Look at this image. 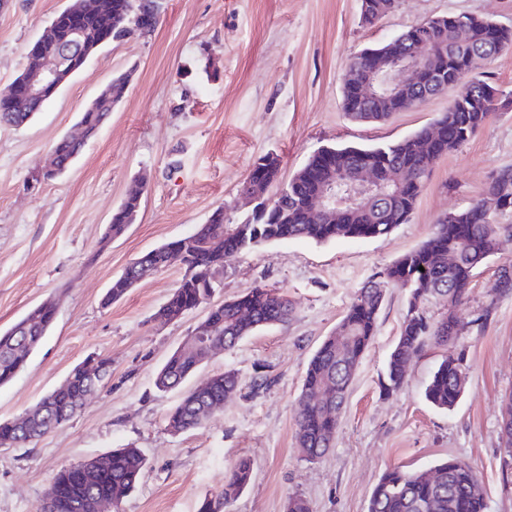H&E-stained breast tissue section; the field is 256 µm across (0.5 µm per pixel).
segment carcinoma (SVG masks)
<instances>
[{
    "instance_id": "cac0c4a2",
    "label": "carcinoma",
    "mask_w": 512,
    "mask_h": 512,
    "mask_svg": "<svg viewBox=\"0 0 512 512\" xmlns=\"http://www.w3.org/2000/svg\"><path fill=\"white\" fill-rule=\"evenodd\" d=\"M399 0H360L361 19L370 24L393 12ZM68 8L88 29L85 49L95 53L119 43L126 36L124 26L137 19L156 27L158 0H71ZM119 16L118 26L101 30L98 18ZM424 37L445 48L448 90L456 102L433 122L403 139L377 146H326L315 151L297 173L282 184L280 160L267 152L254 160L250 175L261 178L264 191L275 190L269 211L250 212L234 222L227 209L217 207L206 223L187 237L170 240L142 255L112 280L102 299L106 307L123 298L143 278L146 269H161L178 263L177 255L195 268L192 277L182 276L165 303L154 314L164 323L210 299L216 285L212 268L224 265L236 254L261 245L290 239L317 243L337 237L373 238L389 234L396 226L408 223L433 164L471 139L497 110L493 97L500 90L481 69L505 49H512V25L492 23V19L473 13L437 14L425 26H412L378 48H366L351 58L343 85L348 94L360 99V107L347 116L356 122L381 123L392 117L394 105L386 98L380 82L365 90L370 55L377 50L402 56ZM126 95L125 85L115 83L91 110L80 113L77 138H61L52 148L51 160L60 172L67 171L80 154L85 141L95 135L112 108ZM39 111L33 103L25 111L13 105L6 90H0V124L21 126ZM334 165L345 171L347 181L359 177L367 167L398 168L407 184L403 188L381 185L373 196L356 206L338 211L321 222L303 215L304 203L312 184L303 178L306 170ZM145 187L136 184L113 211L106 237L124 234L137 216ZM502 203L512 212V166L502 167L489 176L482 196L470 206L440 216L434 231L419 247L412 249L384 270L373 274L359 289L332 334L326 337L308 362L299 396L296 437L307 457L324 456L336 433L346 393L364 352L372 343L379 312L388 289L404 288L409 294L400 336L389 355L383 390L398 392L406 382L407 365L429 340L446 345L458 340L456 324L464 317V305L475 271L494 256L503 236H512V224L488 223L484 219L491 202ZM437 295L448 296V310L433 321L426 304ZM56 314V302L46 299L29 310L10 327L0 330V386L9 384L29 361L31 354L49 334ZM293 315L288 297L274 289L256 287L245 294L212 306L206 325L214 340L229 349L255 330L285 324ZM207 360L200 352L176 349L155 376V387L168 392L180 387ZM466 381L463 357L440 362L427 383L424 395L434 407L453 410L460 401ZM101 383L94 382L91 370L79 364L65 381L27 411L23 424L0 422V441L31 443L67 424ZM240 390L233 371L211 377L183 393L167 415V427L183 433L200 427L210 413L224 406V400ZM505 439L503 465L512 471V399L502 421ZM147 460L137 448L116 449L100 458L80 463V472L66 465L56 471L36 512H96L100 501L110 498L116 507L131 491L146 468ZM433 478L420 471L401 467L386 470L370 495L367 512H486V500L476 470L468 463L446 459L433 466ZM252 476L250 459L231 465L224 486L204 498L198 512H226Z\"/></svg>"
}]
</instances>
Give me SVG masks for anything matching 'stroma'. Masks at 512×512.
<instances>
[{
  "label": "stroma",
  "mask_w": 512,
  "mask_h": 512,
  "mask_svg": "<svg viewBox=\"0 0 512 512\" xmlns=\"http://www.w3.org/2000/svg\"><path fill=\"white\" fill-rule=\"evenodd\" d=\"M67 2L0 0V90L23 71L28 45ZM160 2L151 34L93 55L26 126L0 125V328L47 298L57 302L48 336L0 387V421L34 407L86 358L112 361L111 380L66 425L31 444L0 446V512H36L61 466L128 445L148 466L120 512H198L243 456L253 462L252 477L231 512H284L292 495L306 498L312 512H367L387 468L425 470L446 458L476 469L487 512H512L500 434L512 394V294H494L496 269L512 263V240L472 281L466 316L485 315L482 326L454 346L428 343L410 361L405 386L386 394V363L407 305L405 289H390L332 448L307 460L295 425L307 363L358 288L425 241L438 217L478 199L494 170L512 165V102L434 164L409 222L390 234L281 241L215 269L213 303L263 286L284 291L294 316L217 351L199 368L194 382L231 370L242 387L199 428L170 432L166 415L180 393L162 395L154 386L158 369L207 312L202 306L165 324L154 321L181 266L154 271L111 306L101 303L134 259L193 234L217 207L244 212L238 189L259 155L277 154L287 180L320 147L394 142L431 124L449 95L384 124L348 119L341 107L348 60L435 14L467 12L512 24V0H401L370 24L360 18V0ZM121 73L129 74V89L108 121L67 172L32 188L52 146ZM137 180L146 186L136 222L106 239L113 211ZM459 349L467 369L463 396L453 410L436 409L424 398L425 386ZM259 376L270 386L247 396Z\"/></svg>",
  "instance_id": "stroma-1"
}]
</instances>
